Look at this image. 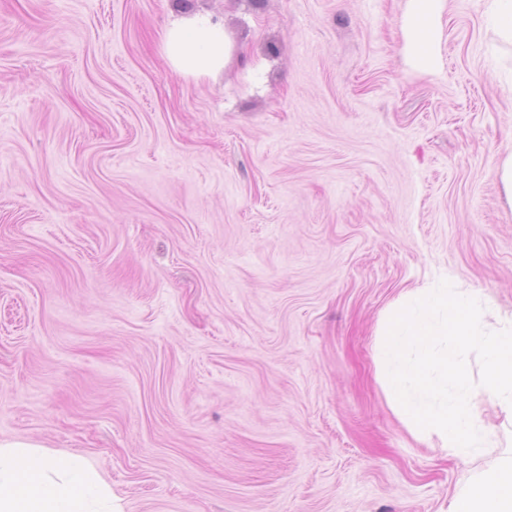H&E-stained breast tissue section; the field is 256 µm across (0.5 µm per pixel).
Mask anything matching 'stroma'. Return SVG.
I'll return each instance as SVG.
<instances>
[{
  "instance_id": "obj_1",
  "label": "stroma",
  "mask_w": 512,
  "mask_h": 512,
  "mask_svg": "<svg viewBox=\"0 0 512 512\" xmlns=\"http://www.w3.org/2000/svg\"><path fill=\"white\" fill-rule=\"evenodd\" d=\"M0 0V439L115 512H448L472 465L377 376L385 313L452 279L512 318V43L446 0ZM220 19L224 69L164 28ZM445 2V0H407L401 28L406 51L418 68L431 69L434 66L433 22L443 9ZM162 47L171 65L183 74L219 70L232 54L224 23L202 13L167 27L162 33ZM495 176L506 202L512 206V150L500 156Z\"/></svg>"
}]
</instances>
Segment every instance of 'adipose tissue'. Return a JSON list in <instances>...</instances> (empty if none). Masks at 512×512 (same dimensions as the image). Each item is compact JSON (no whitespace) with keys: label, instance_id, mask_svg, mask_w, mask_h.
<instances>
[{"label":"adipose tissue","instance_id":"obj_1","mask_svg":"<svg viewBox=\"0 0 512 512\" xmlns=\"http://www.w3.org/2000/svg\"><path fill=\"white\" fill-rule=\"evenodd\" d=\"M445 0H407L401 28L405 48L421 69L434 65L433 22ZM171 65L184 74L221 69L232 54L224 24L196 13L162 33ZM0 512H112V495L79 458L48 454L30 441L0 440Z\"/></svg>","mask_w":512,"mask_h":512}]
</instances>
